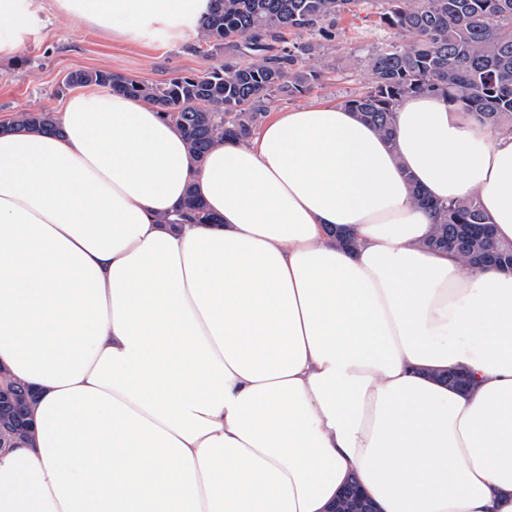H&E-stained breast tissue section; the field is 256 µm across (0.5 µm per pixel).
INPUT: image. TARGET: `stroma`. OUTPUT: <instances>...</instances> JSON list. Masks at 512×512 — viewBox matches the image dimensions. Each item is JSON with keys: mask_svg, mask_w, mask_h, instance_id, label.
Segmentation results:
<instances>
[{"mask_svg": "<svg viewBox=\"0 0 512 512\" xmlns=\"http://www.w3.org/2000/svg\"><path fill=\"white\" fill-rule=\"evenodd\" d=\"M32 2L33 25L16 53L0 59V121L26 110L61 112L67 97L59 88L78 70H112L161 83L177 72L224 63L223 48L209 46L204 53L192 52V45L199 41L194 33L176 41L155 35L133 43L65 19L56 12L53 0ZM394 39L393 32L381 25L375 8L365 7L344 18L339 36L323 50L325 76L305 93L284 101V108L310 102L344 104L367 86L359 60Z\"/></svg>", "mask_w": 512, "mask_h": 512, "instance_id": "obj_1", "label": "stroma"}]
</instances>
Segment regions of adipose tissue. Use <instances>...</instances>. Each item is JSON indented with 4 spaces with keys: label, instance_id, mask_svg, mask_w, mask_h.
Masks as SVG:
<instances>
[{
    "label": "adipose tissue",
    "instance_id": "adipose-tissue-1",
    "mask_svg": "<svg viewBox=\"0 0 512 512\" xmlns=\"http://www.w3.org/2000/svg\"><path fill=\"white\" fill-rule=\"evenodd\" d=\"M54 3L129 42L210 7ZM29 19L0 0V56ZM61 126L0 128V375L35 395L0 512H329L352 479L380 512H512V271L427 248L410 191L477 196L512 245V133L428 92L391 142L306 104L200 162L120 93ZM190 190L209 223H169Z\"/></svg>",
    "mask_w": 512,
    "mask_h": 512
}]
</instances>
